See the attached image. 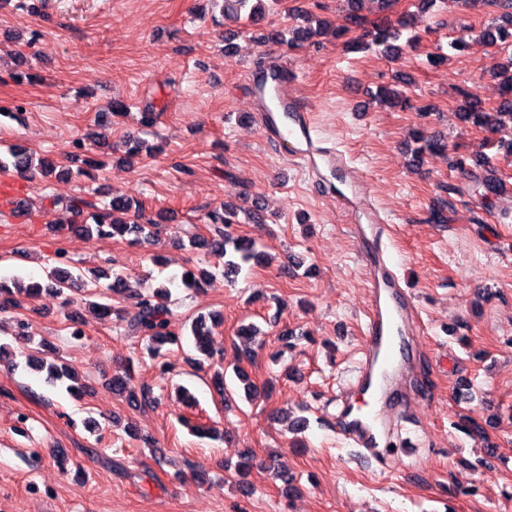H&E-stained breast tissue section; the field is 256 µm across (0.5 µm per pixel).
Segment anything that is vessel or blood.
<instances>
[{
    "label": "vessel or blood",
    "mask_w": 512,
    "mask_h": 512,
    "mask_svg": "<svg viewBox=\"0 0 512 512\" xmlns=\"http://www.w3.org/2000/svg\"><path fill=\"white\" fill-rule=\"evenodd\" d=\"M255 100L265 107L255 119L266 138L290 142L310 137L315 113L293 93L287 72L273 67L254 68L247 73ZM307 165L314 181H322L324 170L335 171L340 185L356 189L360 180L343 154L332 146L306 150ZM366 224L355 225L362 244L361 260L369 282V313L361 345L363 354L354 383L342 396L336 417L360 453L377 456L387 440V414L407 406L408 393L402 382L408 373V350L404 340L420 321L408 287L390 268L384 239L390 227L372 203H365Z\"/></svg>",
    "instance_id": "vessel-or-blood-1"
}]
</instances>
